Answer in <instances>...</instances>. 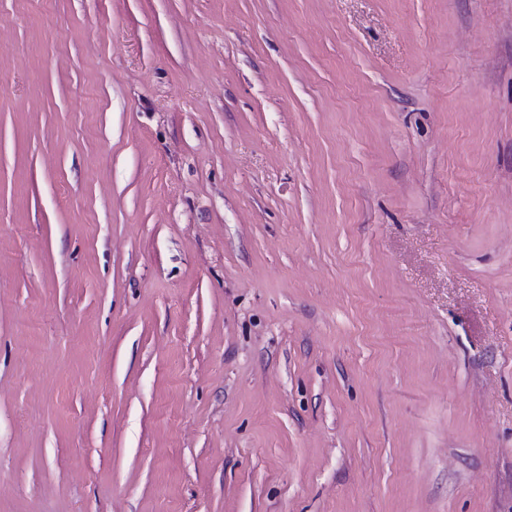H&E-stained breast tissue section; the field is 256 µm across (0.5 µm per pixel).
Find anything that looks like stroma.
<instances>
[{"mask_svg":"<svg viewBox=\"0 0 512 512\" xmlns=\"http://www.w3.org/2000/svg\"><path fill=\"white\" fill-rule=\"evenodd\" d=\"M0 512H512V0H0Z\"/></svg>","mask_w":512,"mask_h":512,"instance_id":"35a3bbf8","label":"stroma"}]
</instances>
